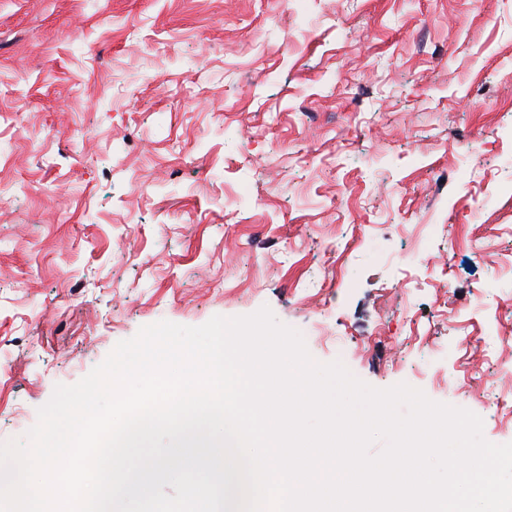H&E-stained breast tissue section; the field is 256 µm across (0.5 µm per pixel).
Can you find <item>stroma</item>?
I'll list each match as a JSON object with an SVG mask.
<instances>
[{"label":"stroma","instance_id":"obj_1","mask_svg":"<svg viewBox=\"0 0 512 512\" xmlns=\"http://www.w3.org/2000/svg\"><path fill=\"white\" fill-rule=\"evenodd\" d=\"M264 306L512 443V0H0V444Z\"/></svg>","mask_w":512,"mask_h":512}]
</instances>
